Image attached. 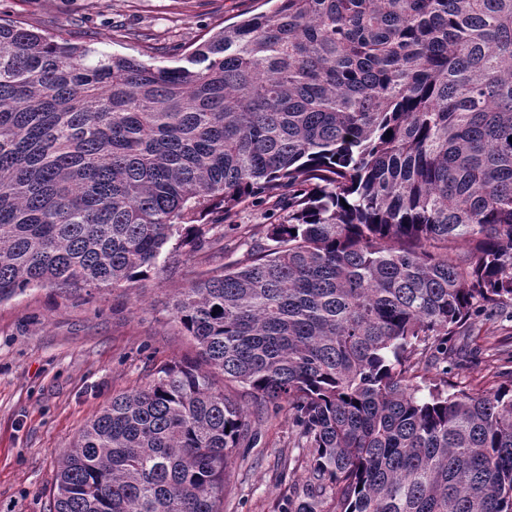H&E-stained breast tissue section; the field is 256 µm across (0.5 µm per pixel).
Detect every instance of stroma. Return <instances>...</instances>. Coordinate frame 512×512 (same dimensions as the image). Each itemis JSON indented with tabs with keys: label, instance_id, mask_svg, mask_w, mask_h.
<instances>
[{
	"label": "stroma",
	"instance_id": "obj_1",
	"mask_svg": "<svg viewBox=\"0 0 512 512\" xmlns=\"http://www.w3.org/2000/svg\"><path fill=\"white\" fill-rule=\"evenodd\" d=\"M264 9V0H0L2 19L154 65ZM227 262L215 245L194 256L168 246L147 280L90 293L38 288L0 302V512H49L58 460L84 425L113 394L192 354L171 317L175 289ZM461 342L479 362L451 374L457 388L503 383L511 320L481 321ZM257 429V443L230 460L224 512H281L309 477L287 412Z\"/></svg>",
	"mask_w": 512,
	"mask_h": 512
}]
</instances>
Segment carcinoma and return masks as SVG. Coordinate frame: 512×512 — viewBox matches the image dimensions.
<instances>
[{
    "instance_id": "cac0c4a2",
    "label": "carcinoma",
    "mask_w": 512,
    "mask_h": 512,
    "mask_svg": "<svg viewBox=\"0 0 512 512\" xmlns=\"http://www.w3.org/2000/svg\"><path fill=\"white\" fill-rule=\"evenodd\" d=\"M275 2L173 67L0 21V301L247 247L177 289L197 358L112 396L49 512H224L249 408L284 405V512H512V371L448 390L512 307V0ZM268 206L269 205L261 207L246 204L245 207L242 208L238 219L239 224H247L242 226V230L260 234L261 228L256 224H266L265 211Z\"/></svg>"
}]
</instances>
